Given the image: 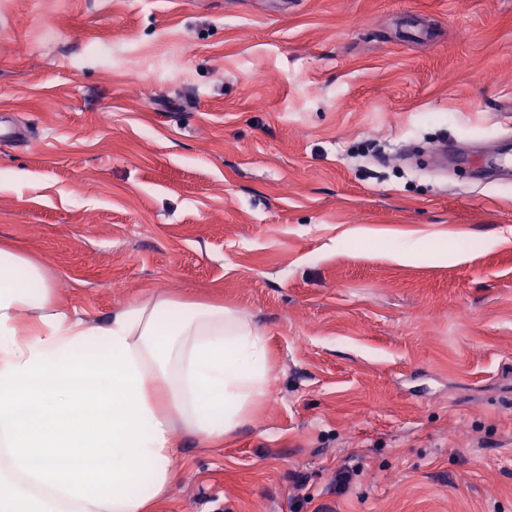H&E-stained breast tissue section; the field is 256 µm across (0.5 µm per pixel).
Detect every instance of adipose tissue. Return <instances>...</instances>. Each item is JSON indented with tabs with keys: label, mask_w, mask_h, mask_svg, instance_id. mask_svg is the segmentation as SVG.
Masks as SVG:
<instances>
[{
	"label": "adipose tissue",
	"mask_w": 512,
	"mask_h": 512,
	"mask_svg": "<svg viewBox=\"0 0 512 512\" xmlns=\"http://www.w3.org/2000/svg\"><path fill=\"white\" fill-rule=\"evenodd\" d=\"M245 310L149 296L97 321L0 247V512H154L173 438L223 445L266 394Z\"/></svg>",
	"instance_id": "1"
}]
</instances>
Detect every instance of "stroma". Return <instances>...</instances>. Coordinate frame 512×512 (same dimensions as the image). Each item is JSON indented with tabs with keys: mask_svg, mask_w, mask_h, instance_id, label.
<instances>
[{
	"mask_svg": "<svg viewBox=\"0 0 512 512\" xmlns=\"http://www.w3.org/2000/svg\"><path fill=\"white\" fill-rule=\"evenodd\" d=\"M505 113L512 0H0V242L98 319L165 294L267 340L157 512H512V178L400 157Z\"/></svg>",
	"mask_w": 512,
	"mask_h": 512,
	"instance_id": "1",
	"label": "stroma"
}]
</instances>
